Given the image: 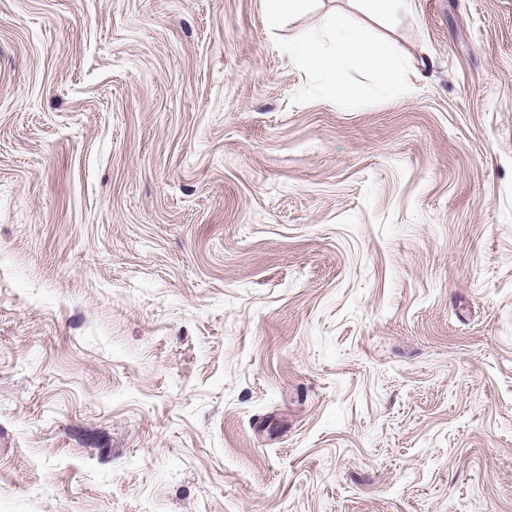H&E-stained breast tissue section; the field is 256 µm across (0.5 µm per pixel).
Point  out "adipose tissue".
Listing matches in <instances>:
<instances>
[{"instance_id": "1", "label": "adipose tissue", "mask_w": 512, "mask_h": 512, "mask_svg": "<svg viewBox=\"0 0 512 512\" xmlns=\"http://www.w3.org/2000/svg\"><path fill=\"white\" fill-rule=\"evenodd\" d=\"M289 57L297 68L332 74L349 66L365 67L383 86L395 84L401 72L400 61L389 48L341 16L331 17L324 33L291 46Z\"/></svg>"}]
</instances>
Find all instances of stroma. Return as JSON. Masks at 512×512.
I'll return each mask as SVG.
<instances>
[{"label":"stroma","mask_w":512,"mask_h":512,"mask_svg":"<svg viewBox=\"0 0 512 512\" xmlns=\"http://www.w3.org/2000/svg\"><path fill=\"white\" fill-rule=\"evenodd\" d=\"M263 16L0 0V512H512V0ZM289 58L297 68L334 75L349 66L365 67L373 71L382 86L395 84L401 72L400 61L389 48L336 14L329 19L324 33L291 46Z\"/></svg>","instance_id":"obj_1"}]
</instances>
